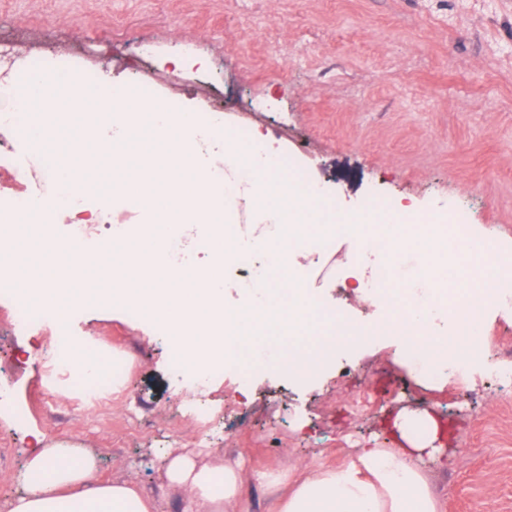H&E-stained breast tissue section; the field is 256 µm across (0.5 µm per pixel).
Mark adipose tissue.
Returning <instances> with one entry per match:
<instances>
[{
	"instance_id": "obj_1",
	"label": "adipose tissue",
	"mask_w": 512,
	"mask_h": 512,
	"mask_svg": "<svg viewBox=\"0 0 512 512\" xmlns=\"http://www.w3.org/2000/svg\"><path fill=\"white\" fill-rule=\"evenodd\" d=\"M401 448H366L345 465L302 479L273 512H438L429 479L417 464L441 428L430 415L404 416ZM169 483L186 492V512H226L239 502L242 478L229 466L197 465L178 449L162 460ZM96 461L68 445L42 449L26 463L22 491L7 512H156L133 481L92 483Z\"/></svg>"
}]
</instances>
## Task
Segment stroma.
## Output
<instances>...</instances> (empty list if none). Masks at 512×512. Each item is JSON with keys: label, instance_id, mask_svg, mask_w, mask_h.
Listing matches in <instances>:
<instances>
[{"label": "stroma", "instance_id": "stroma-1", "mask_svg": "<svg viewBox=\"0 0 512 512\" xmlns=\"http://www.w3.org/2000/svg\"><path fill=\"white\" fill-rule=\"evenodd\" d=\"M0 29L17 31L25 56L50 47L71 55L73 78L151 87L174 109L224 129L268 133L308 180L343 211L371 198L471 225L478 238L512 249V0H0ZM149 39L154 55L135 56ZM196 42L192 61L168 58ZM270 108L256 112L255 97ZM47 196L39 154L0 170V194ZM347 263L310 293L345 321L383 319L386 308L353 291ZM74 336L111 342L135 362L105 405L50 387L53 321L13 326L0 303V512L41 445L69 442L96 458L100 480L132 479L156 512H184L185 496L160 462L179 448L200 465L232 466L244 480L245 512H270L278 492L254 475L293 482L349 462L362 448H398L401 414L427 413L445 426L423 456L438 512H512V317L485 305L482 344L465 378L422 372L407 341L381 335L337 349L313 377L278 369L209 380L213 426L182 417L194 384L168 358L161 328L124 309H78ZM205 447H198L200 435Z\"/></svg>", "mask_w": 512, "mask_h": 512}]
</instances>
